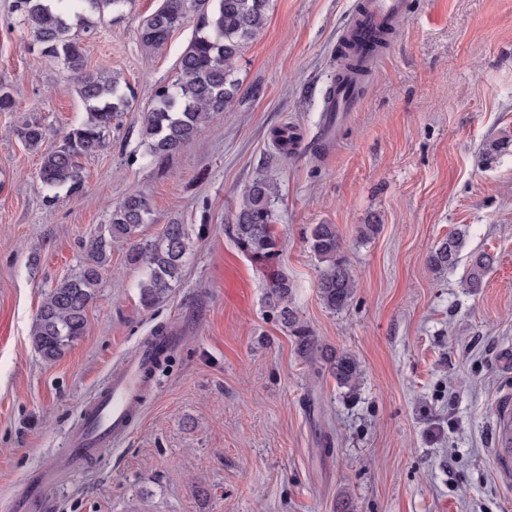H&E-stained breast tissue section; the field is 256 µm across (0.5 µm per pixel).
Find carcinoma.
Masks as SVG:
<instances>
[{
  "instance_id": "1",
  "label": "carcinoma",
  "mask_w": 512,
  "mask_h": 512,
  "mask_svg": "<svg viewBox=\"0 0 512 512\" xmlns=\"http://www.w3.org/2000/svg\"><path fill=\"white\" fill-rule=\"evenodd\" d=\"M127 0H16L15 10L41 52L62 61L78 82V93L88 107L87 120L71 129L63 143H49L43 124L31 118L16 129L18 138L40 157L38 178L51 190L77 192L81 185L78 160L100 152L112 122L129 104L116 77L86 70L85 49L71 35L75 26H87L89 15L107 9L119 11ZM269 0H163L162 6L139 26L143 48L152 51L162 46L170 34L196 12L195 32L178 62L179 78L154 92L155 106L147 113L144 136L150 154L163 156L187 147L200 126L226 111L237 92L235 76L238 57L245 45L265 25ZM273 179L263 174L248 185L235 214L234 238L238 247L251 257L267 263L278 256L272 198ZM152 222L150 200L131 193L112 207L107 233L94 239L87 260L75 274L50 290L35 316L31 341L41 357L49 362L64 355L73 342L84 335L87 311L97 298L102 274L111 260L112 242H130L128 265L144 272L139 283L142 305L151 307L165 299L172 284L182 274L189 250V235L183 224H168L154 240L135 239L139 228ZM308 244L325 263L318 281L322 303L331 311L346 308L356 291V281L341 256V240L334 224H314ZM464 247V235H451L437 244L429 263L435 270L457 264ZM493 256L482 252L471 258L466 287L476 291L483 285ZM293 284L283 272L275 274L265 293V305L285 326L308 361L322 363L340 388L352 392L361 379L357 359L348 352L338 353L319 344L309 329L300 323L291 307Z\"/></svg>"
}]
</instances>
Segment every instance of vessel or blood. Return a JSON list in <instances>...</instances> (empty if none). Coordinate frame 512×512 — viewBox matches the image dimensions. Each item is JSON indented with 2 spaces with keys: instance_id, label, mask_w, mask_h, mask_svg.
<instances>
[{
  "instance_id": "b4317fda",
  "label": "vessel or blood",
  "mask_w": 512,
  "mask_h": 512,
  "mask_svg": "<svg viewBox=\"0 0 512 512\" xmlns=\"http://www.w3.org/2000/svg\"><path fill=\"white\" fill-rule=\"evenodd\" d=\"M405 10V0H357L351 25L342 34L343 41L355 52H363L379 32L393 27ZM359 104V86L352 74L337 81L327 112L337 115L355 111ZM175 337L154 338L131 355L124 368L112 374L101 390L83 407V417L68 435V450L62 464L81 468L104 450L119 446L142 415V399L156 381L154 355L157 347H173Z\"/></svg>"
}]
</instances>
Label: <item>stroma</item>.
<instances>
[{
  "instance_id": "stroma-1",
  "label": "stroma",
  "mask_w": 512,
  "mask_h": 512,
  "mask_svg": "<svg viewBox=\"0 0 512 512\" xmlns=\"http://www.w3.org/2000/svg\"><path fill=\"white\" fill-rule=\"evenodd\" d=\"M356 0H270L266 24L236 62L228 112L182 151L151 158L144 119L174 83L192 39L185 23L153 54L138 37L162 0H126L80 30L87 69L118 75L130 104L97 155L80 159L78 193L51 197L40 158L15 129L37 117L57 144L87 118L67 70L41 54L0 0V512L66 450L89 397L151 336L178 337L140 422L122 446L80 469L55 468L40 490L52 512H512V482L494 453L497 409L512 396V0H408L356 111L327 131L337 38ZM302 147L281 152L275 134ZM273 174L279 256L235 244L241 195ZM132 192L153 206L139 233L189 230L180 279L140 302L128 245H112L84 335L45 361L30 334L51 288L86 259L113 205ZM377 218L379 230L358 228ZM336 225L357 290L325 308L322 265L307 237ZM465 234L456 267L430 251ZM493 255L484 286H464L470 257ZM320 344L353 354L350 393L300 356L268 311L276 272Z\"/></svg>"
}]
</instances>
